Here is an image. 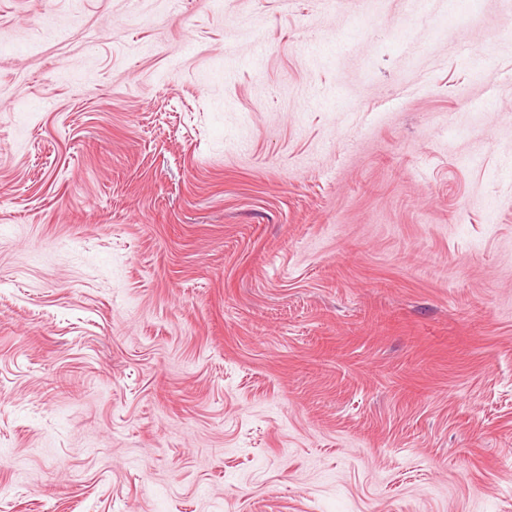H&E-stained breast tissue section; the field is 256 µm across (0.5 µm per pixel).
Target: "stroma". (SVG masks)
<instances>
[{
    "mask_svg": "<svg viewBox=\"0 0 512 512\" xmlns=\"http://www.w3.org/2000/svg\"><path fill=\"white\" fill-rule=\"evenodd\" d=\"M0 512H512L502 0H0Z\"/></svg>",
    "mask_w": 512,
    "mask_h": 512,
    "instance_id": "obj_1",
    "label": "stroma"
}]
</instances>
